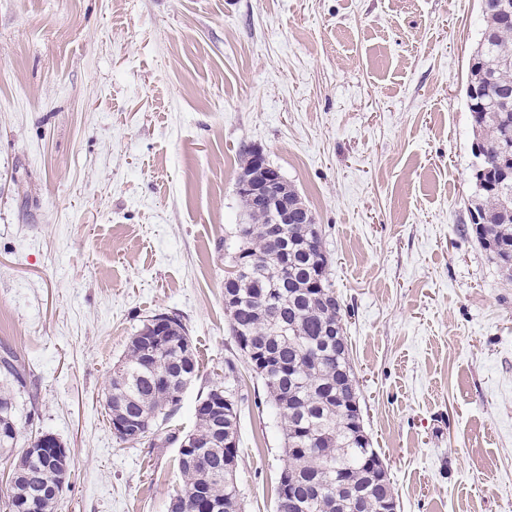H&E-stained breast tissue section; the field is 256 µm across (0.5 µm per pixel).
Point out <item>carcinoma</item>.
I'll return each mask as SVG.
<instances>
[{
	"instance_id": "cac0c4a2",
	"label": "carcinoma",
	"mask_w": 512,
	"mask_h": 512,
	"mask_svg": "<svg viewBox=\"0 0 512 512\" xmlns=\"http://www.w3.org/2000/svg\"><path fill=\"white\" fill-rule=\"evenodd\" d=\"M487 2L466 88L478 92L467 108L492 178L491 187L477 190L469 231L512 277V166L503 164L504 156L512 157V22L493 7L494 0ZM241 201L253 232L237 236L235 271L226 279L232 298L225 307L232 336L279 418L287 464L275 488L277 512H380L394 500V490L371 480L366 463L375 450L350 425L358 381L349 353L336 342L343 332L342 307L325 272L322 235H311L304 224H285L274 244L264 232L274 213L255 208L245 196ZM166 320L164 346L151 350L143 343L154 333L152 321L132 337L106 396L112 416L124 415L148 433L162 411L177 407L173 395L180 377L197 368L196 348H181L185 327L175 317ZM0 370V461L13 467L5 509L54 512L51 488L59 483L58 470L34 453L35 444L17 447L12 432L18 398L26 391L23 369L9 358L0 359ZM217 399L212 389L198 400L194 428L182 438L198 463L177 458L181 512H239V447L226 448L224 440L238 439L240 417L236 409L217 417Z\"/></svg>"
}]
</instances>
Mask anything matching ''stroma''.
I'll list each match as a JSON object with an SVG mask.
<instances>
[{"label":"stroma","mask_w":512,"mask_h":512,"mask_svg":"<svg viewBox=\"0 0 512 512\" xmlns=\"http://www.w3.org/2000/svg\"><path fill=\"white\" fill-rule=\"evenodd\" d=\"M480 0H0V357L20 445L53 433L56 512H167L174 443L126 444L112 367L181 321L240 412L243 512H277L276 413L224 315L243 147L323 230L364 425L398 512H512V281L467 230Z\"/></svg>","instance_id":"stroma-1"}]
</instances>
